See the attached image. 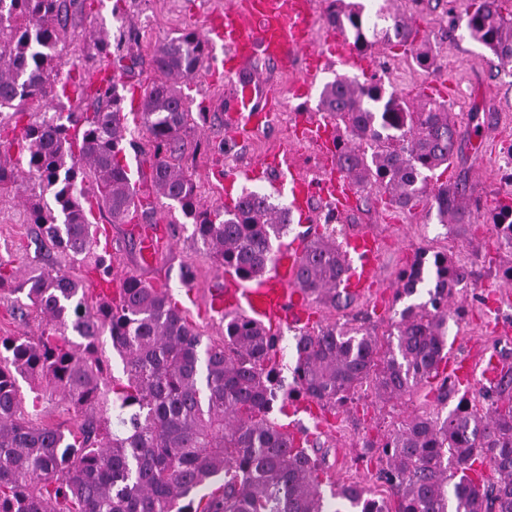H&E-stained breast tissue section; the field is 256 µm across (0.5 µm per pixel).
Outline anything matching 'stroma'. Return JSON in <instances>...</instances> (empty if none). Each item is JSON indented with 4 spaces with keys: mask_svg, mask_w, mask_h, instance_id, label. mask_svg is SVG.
Listing matches in <instances>:
<instances>
[{
    "mask_svg": "<svg viewBox=\"0 0 512 512\" xmlns=\"http://www.w3.org/2000/svg\"><path fill=\"white\" fill-rule=\"evenodd\" d=\"M87 2L86 11L69 22L75 34L83 37L84 52L92 53V37L121 29L134 32L135 40L124 49L127 69L121 80L126 89L141 91L160 78L151 66L155 47L186 31L203 33L210 12L223 6L225 0ZM476 3L477 0H422L417 7L411 0H394L393 9L415 19L421 34L427 37L438 57L437 69L424 71L403 47L378 43L368 53L372 67L350 72L351 77L361 82H381L386 90L396 92L413 107L431 98L450 105L462 138L464 157L451 164L442 178L448 182L465 178L469 192L480 201L479 209L472 214L470 239L446 235L429 215L427 203L399 210L386 206L377 191H365L357 198L358 209L354 214H339L338 227L346 235L366 231L377 239L381 254L378 277L387 292L386 311L376 313L368 298L357 299L348 311L323 303L317 304L316 309L324 325L344 322L353 312L371 313L376 334H384L391 316L405 306L397 298L400 271L420 255L448 251L468 261L477 271L476 278L449 301L450 307L464 309L460 318L448 323L449 346L466 356L478 345L512 365V301L494 311L485 305L489 292L506 287L497 274L498 268L512 263V251L499 247L487 216L488 209L498 200L512 194V181L504 177V150L512 145V63H501L463 31L451 30V19L464 15ZM222 60L221 49L207 48L200 72L181 85L184 95L206 106L205 114L194 115L188 137L190 147L179 160L183 171L197 183L203 203L228 204L245 190L271 194L267 183L233 180L229 174L282 150L288 151L309 177L319 176L323 167L319 150L297 137L293 115L306 107L319 110L321 90L335 78V71L318 73L306 102L294 98L291 92L292 84L304 74L303 67L273 74L280 110L273 123L261 127L249 142L242 144L227 140L224 134L225 113L218 104L226 100L231 85L217 71ZM127 124L130 133L125 142L126 160L137 193L145 202L138 221L166 227L168 242L152 267H141L130 225L112 224L105 214H96V224L107 231L100 245L111 257L112 273L121 279L132 274L147 284L167 287L204 339H222L224 323L204 316L202 299L224 271L218 261L200 249L192 225L180 210L156 195L149 182V136L136 113H128ZM218 160L226 172L221 180L214 175V163ZM27 196L24 189L0 194V260L12 262L24 272L40 267H68L67 257L41 245L38 227L28 221ZM271 196L276 203L290 201L285 193ZM188 264L196 272L189 287L180 279L182 267ZM437 406L434 393L425 387L392 400L368 390L332 411H288L286 420L306 427L323 443L335 483H356L370 496L386 499L390 493L377 477L376 463L362 457L364 441L383 440L396 422Z\"/></svg>",
    "mask_w": 512,
    "mask_h": 512,
    "instance_id": "1",
    "label": "stroma"
}]
</instances>
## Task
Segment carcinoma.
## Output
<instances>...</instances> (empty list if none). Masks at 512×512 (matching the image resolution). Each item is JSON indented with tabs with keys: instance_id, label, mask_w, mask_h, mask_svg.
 Wrapping results in <instances>:
<instances>
[{
	"instance_id": "cac0c4a2",
	"label": "carcinoma",
	"mask_w": 512,
	"mask_h": 512,
	"mask_svg": "<svg viewBox=\"0 0 512 512\" xmlns=\"http://www.w3.org/2000/svg\"><path fill=\"white\" fill-rule=\"evenodd\" d=\"M86 7V0H0V148L19 153L14 162L0 158V193L23 174L32 187L52 191V203L30 204V223L52 247L110 280L112 264L96 252L93 213L129 224L142 203L124 163L128 127L116 73L98 67L109 76L96 86L71 75L60 79L63 51L76 40L69 19ZM329 19L359 53L384 41L411 47L423 70L438 66L427 38L403 14L381 8L371 17L357 3L332 0ZM452 26L501 62L512 61V18L504 16L502 0H479ZM130 40L125 33L114 45L106 36L96 39L98 56L89 61ZM204 54L193 31L154 50L162 79L144 91L140 110L152 145L150 178L224 271L248 279L274 266V242L288 233L291 209L258 192L208 209L174 163L192 116L177 81L193 76ZM69 83L86 108L31 118L29 103L65 96ZM320 104L344 126L333 152L339 172L361 190L380 189L398 208L426 197L436 223L467 236L477 200L456 184L430 186L436 170L462 156L447 104L428 100L413 108L379 82L347 77L327 82ZM489 220L499 245L512 249V197L498 201ZM345 274L336 228L327 226L307 243L297 286L346 310L354 299L336 292ZM473 275L446 253L417 257L401 272L397 297L424 288L427 300L391 318L386 342L370 331L365 313L302 329L289 384L277 367L279 334L245 315L224 317V338L205 344L167 290L135 276L124 278L112 301L91 303L90 289L64 269L21 275L0 262V288L10 287L20 313L41 323L38 336H0V512H512L509 372L479 392L483 409L460 394L449 412L413 415L384 442L363 443L365 454L377 451L385 463L378 479L391 502L370 499L357 485L333 486L325 495V456L306 431L274 418L299 398L332 410L363 386L397 399L435 380L439 398L459 394L441 372L448 322L460 314L448 310V299ZM105 332L123 373L107 392L96 346ZM19 376L37 384L32 407L47 391L84 421L73 429L37 422L22 406ZM485 464L496 481L484 480Z\"/></svg>"
}]
</instances>
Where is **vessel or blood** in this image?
Here are the masks:
<instances>
[{"label":"vessel or blood","instance_id":"vessel-or-blood-1","mask_svg":"<svg viewBox=\"0 0 512 512\" xmlns=\"http://www.w3.org/2000/svg\"><path fill=\"white\" fill-rule=\"evenodd\" d=\"M314 28L313 0H235L233 6L211 14L205 28L206 40L212 45H223L224 77L233 84V95L226 106L233 118L225 129L226 136L237 142L250 139L260 125L270 124L274 119L278 98L271 82L252 71L257 58L270 60L282 70L304 61L306 74L293 87L298 98L310 96L318 69L333 63L363 64V56L349 49L341 39L330 52L309 51ZM294 123L303 139L320 147L323 153H330L335 134L331 121L320 118L317 112L302 110L296 113ZM238 174L247 179H267L275 191L289 193L299 223L309 227L315 223L312 197H321L332 209L341 212L358 192L356 182L337 174L332 165L315 181L294 168L282 166L274 157L241 167ZM137 240L141 262L151 265L164 241L162 227L139 226ZM303 249V239H296L281 250L268 272L247 280L230 274L216 280L206 297L211 317L239 312L274 328L288 323L311 325L312 306L296 285ZM340 251L347 266L341 291L358 298L367 289L377 287L380 252L372 234L360 232L346 237ZM446 361L456 386L468 390L479 384L495 383L504 371L498 357L483 353L467 359L451 352Z\"/></svg>","mask_w":512,"mask_h":512}]
</instances>
